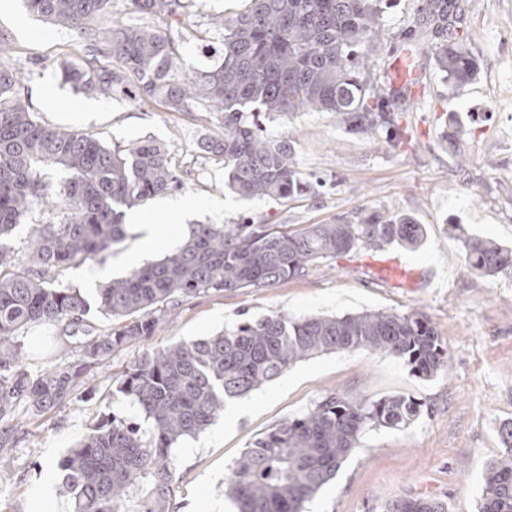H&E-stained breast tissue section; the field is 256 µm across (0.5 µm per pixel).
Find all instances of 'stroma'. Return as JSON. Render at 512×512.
<instances>
[{
    "mask_svg": "<svg viewBox=\"0 0 512 512\" xmlns=\"http://www.w3.org/2000/svg\"><path fill=\"white\" fill-rule=\"evenodd\" d=\"M0 9V34L13 47L23 73L22 97L42 124L93 134L108 146L150 139L166 145L182 186L172 199L201 202L194 224H320L358 210L405 215L426 230L418 247L390 250L422 271L411 287L369 266L371 255L352 253L306 276L267 288L224 291L189 298L168 310L152 335L127 344L99 368L93 391L72 398L19 426L10 458L0 462V512H33L40 502L71 501L58 463L99 413L129 414L131 404L112 394L111 377L148 351L233 327L278 312L291 317L365 311H423L447 349L448 364L423 379L390 355L341 351L298 362L277 379L241 399L223 416L175 449L173 512H236L225 497V479L243 451L285 420L301 415L323 395L343 392L378 399L401 394L423 404L409 427L365 433L336 477L307 505L309 512H388L391 502L425 497L448 512H477L483 472L502 448L501 423L512 420V278H483L468 267L465 250L449 227L512 248V0H480L468 9V44L479 69L466 85H449L432 44L419 47L414 63L421 87L403 119L405 143L392 147L348 134L334 115L307 112L266 120L272 140L294 137L295 159L306 177L324 182L315 195L294 202L240 198L226 185L224 165L199 148L212 133L209 112H171L160 103L100 99L85 120L68 119L67 104L80 96L62 83L60 63L82 48L63 28L29 14L23 0ZM420 0H394L383 15L379 66L401 56L400 39L417 16ZM244 0H190L182 16L179 56L202 67L220 45L219 17L241 11ZM467 133L448 143L447 130ZM169 237L160 260L183 243L171 232L180 221L161 198L136 207Z\"/></svg>",
    "mask_w": 512,
    "mask_h": 512,
    "instance_id": "obj_1",
    "label": "stroma"
}]
</instances>
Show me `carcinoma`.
<instances>
[{"label": "carcinoma", "mask_w": 512, "mask_h": 512, "mask_svg": "<svg viewBox=\"0 0 512 512\" xmlns=\"http://www.w3.org/2000/svg\"><path fill=\"white\" fill-rule=\"evenodd\" d=\"M153 19L181 16V0H130ZM222 18L221 56L205 68L179 62L171 27L123 22L112 0H24L29 13L66 28L84 55L60 67L78 93L157 101L173 112H212L218 131L199 148L224 161L230 188L244 198L290 201L314 190L294 161L293 141H271L261 114L331 112L360 138L400 144L409 97L391 92L375 67L387 0H245ZM459 0H422L403 34L410 47L435 44L450 85L469 82L478 59L467 44ZM0 36V457L13 448L19 414L37 419L90 382L122 346L150 335L179 301L210 292L266 288L336 259L391 244L420 245L423 225L376 214L331 224H196L163 259L135 267L99 290L98 309L112 330L97 334L89 302L55 279L57 271L104 256L127 232L124 210L177 189L165 145L154 140L109 147L94 135L48 127L22 99L19 69ZM57 202V224H34L28 263L17 264L11 235L29 211ZM451 233L472 271L512 274V249ZM61 327L46 366L29 367L17 337L32 325ZM342 350L385 352L424 378L445 365V349L419 310L308 315L273 313L224 331L157 349L112 376L147 427L103 414L63 456L72 512H172L174 448L242 397L310 356ZM422 403L404 395L374 400L324 395L299 417L256 440L232 468L225 493L239 512H306L368 430L406 428ZM502 451L483 473L479 512H512V421L499 430ZM390 512H445L422 498Z\"/></svg>", "instance_id": "obj_1"}]
</instances>
